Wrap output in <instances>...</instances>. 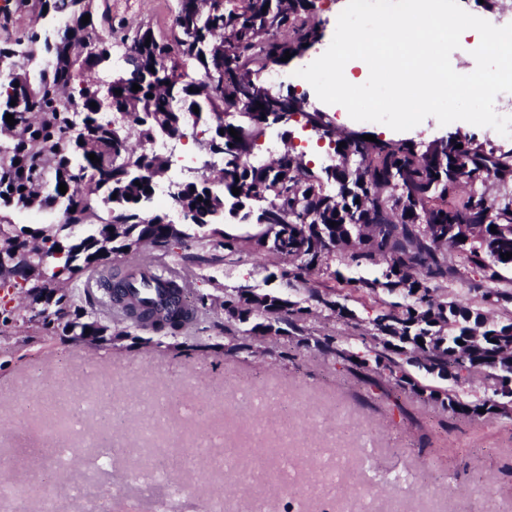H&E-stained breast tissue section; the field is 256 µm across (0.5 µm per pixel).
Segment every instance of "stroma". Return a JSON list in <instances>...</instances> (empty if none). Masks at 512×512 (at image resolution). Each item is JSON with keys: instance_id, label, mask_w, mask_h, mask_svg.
Here are the masks:
<instances>
[{"instance_id": "1", "label": "stroma", "mask_w": 512, "mask_h": 512, "mask_svg": "<svg viewBox=\"0 0 512 512\" xmlns=\"http://www.w3.org/2000/svg\"><path fill=\"white\" fill-rule=\"evenodd\" d=\"M340 0H320V43L282 68L289 76L329 46ZM175 0H100L112 27L165 28ZM311 107L337 131L419 148L451 133L485 147L512 149V139L463 121L427 117L398 132L358 122L322 103L303 85ZM305 153L313 167L335 155L297 118L259 139ZM239 251L215 263L195 262L210 247L143 248L119 255L124 267L148 258L174 269L191 300L211 310L198 324L157 344L156 333L123 324L104 347L79 345L30 319L12 288H0V468L18 472L0 483V512H78L79 502L104 512H512V417L461 419L452 410L377 373L349 371L312 340L335 337L340 347L371 340L373 300L348 301L349 317L312 304L333 282L311 273L289 279L296 261L257 252L256 225L231 223ZM447 295L460 294L496 320L512 315V270L497 280L449 253ZM274 293L311 307L286 336H256L227 319L215 299L225 291ZM40 442L37 460L22 458L23 437ZM460 485L461 495L448 494Z\"/></svg>"}]
</instances>
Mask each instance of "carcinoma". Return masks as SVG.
I'll return each instance as SVG.
<instances>
[{"label":"carcinoma","mask_w":512,"mask_h":512,"mask_svg":"<svg viewBox=\"0 0 512 512\" xmlns=\"http://www.w3.org/2000/svg\"><path fill=\"white\" fill-rule=\"evenodd\" d=\"M17 10L37 21H62L51 35L33 29L27 44L0 47V208L62 215L29 236L0 215V288L9 283L25 290L32 318L53 321L68 336L83 338L89 329L95 344H104L97 319L79 320L64 296H55L60 285L91 268L99 288L87 292L89 305L105 303L134 326L175 334L197 317L196 307L182 302L185 287L165 278L160 301H143L112 257L142 243L187 249L189 240L201 239L192 233L196 227L220 237L213 250L233 253L241 238L219 229L228 219L258 225L260 232L250 237L254 246L298 261L296 278L304 270L328 271L337 248L357 243L361 251L352 260L382 261L384 286L402 300L380 301L375 344L346 350L349 367L382 373L469 421L512 414V318L491 320L428 285L448 279L450 248L485 270L512 269V258L502 259L512 252V201L498 204L479 191L456 199L462 172L481 185L512 182V149L486 150L466 138L460 148L450 141L446 150L428 151L349 134L334 141L340 162L333 169H315L293 150L268 163L251 162L274 102L256 92L245 99V86L253 73L283 65L285 53L294 59L319 41L318 0H210L203 11L193 0H178L168 33L141 23L119 37L98 14L97 0H5L0 20ZM119 60L125 70L146 71L141 90L117 80ZM189 63L199 78L189 77ZM8 113L17 120L13 126L5 121ZM183 136L214 151L204 162L209 169L219 155L229 158L218 182L175 185L186 221L175 227L144 205L153 201L168 163L154 145ZM90 153L100 161H91ZM375 286L350 278L342 301H315L345 317L351 315L346 301ZM290 306L274 293L226 292L220 303L225 316L241 323L265 311L264 321L249 329L263 336L297 328L294 316L301 310ZM412 367L450 384L426 385ZM474 371L495 381L494 397L469 399L464 385Z\"/></svg>","instance_id":"carcinoma-1"}]
</instances>
